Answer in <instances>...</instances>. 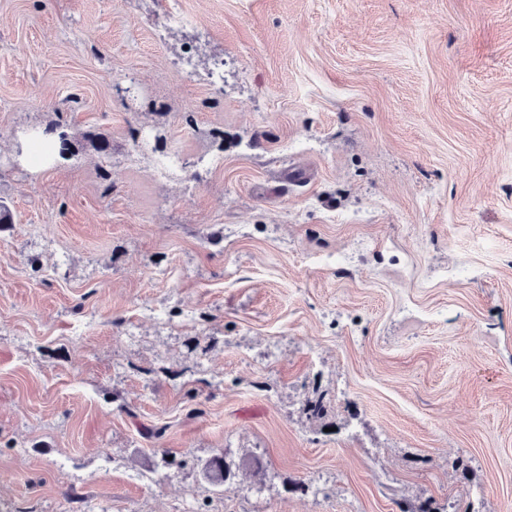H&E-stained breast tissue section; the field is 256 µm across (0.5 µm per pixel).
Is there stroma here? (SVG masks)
<instances>
[{
    "instance_id": "stroma-1",
    "label": "stroma",
    "mask_w": 512,
    "mask_h": 512,
    "mask_svg": "<svg viewBox=\"0 0 512 512\" xmlns=\"http://www.w3.org/2000/svg\"><path fill=\"white\" fill-rule=\"evenodd\" d=\"M0 200L12 512H512V0H0Z\"/></svg>"
}]
</instances>
